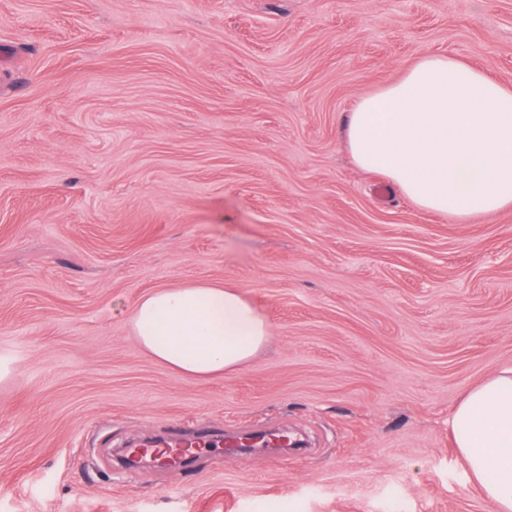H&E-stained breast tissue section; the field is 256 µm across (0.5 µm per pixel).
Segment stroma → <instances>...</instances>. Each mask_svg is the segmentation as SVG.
Listing matches in <instances>:
<instances>
[{
    "mask_svg": "<svg viewBox=\"0 0 512 512\" xmlns=\"http://www.w3.org/2000/svg\"><path fill=\"white\" fill-rule=\"evenodd\" d=\"M512 86V0H0V512H497L450 420L512 366V208H419L345 121L425 54ZM270 326L198 380L140 347L159 288ZM305 451L119 449L199 430Z\"/></svg>",
    "mask_w": 512,
    "mask_h": 512,
    "instance_id": "1",
    "label": "stroma"
}]
</instances>
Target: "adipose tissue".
I'll list each match as a JSON object with an SVG mask.
<instances>
[{"label":"adipose tissue","mask_w":512,"mask_h":512,"mask_svg":"<svg viewBox=\"0 0 512 512\" xmlns=\"http://www.w3.org/2000/svg\"><path fill=\"white\" fill-rule=\"evenodd\" d=\"M345 140L360 167L422 209L467 217L512 207V87L453 56L424 55L364 96ZM131 325L152 357L198 379L237 369L270 335L237 288L203 283L143 296ZM451 432L469 478L497 512H512V367L467 394Z\"/></svg>","instance_id":"adipose-tissue-1"}]
</instances>
